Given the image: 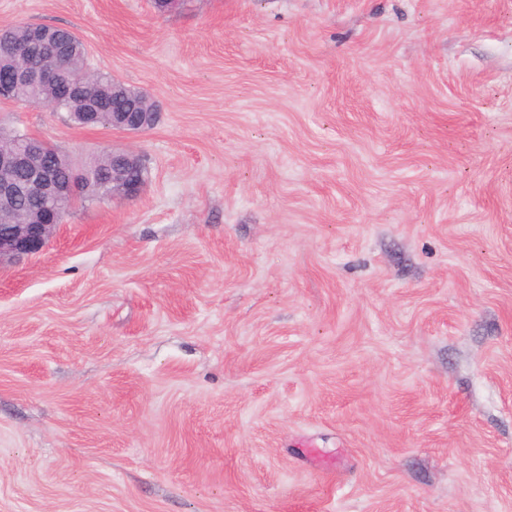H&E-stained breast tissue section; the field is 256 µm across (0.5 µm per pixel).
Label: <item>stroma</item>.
<instances>
[{
  "mask_svg": "<svg viewBox=\"0 0 512 512\" xmlns=\"http://www.w3.org/2000/svg\"><path fill=\"white\" fill-rule=\"evenodd\" d=\"M158 102L0 267V512H512V0H0Z\"/></svg>",
  "mask_w": 512,
  "mask_h": 512,
  "instance_id": "obj_1",
  "label": "stroma"
}]
</instances>
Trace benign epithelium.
<instances>
[{
	"label": "benign epithelium",
	"instance_id": "7a95c632",
	"mask_svg": "<svg viewBox=\"0 0 512 512\" xmlns=\"http://www.w3.org/2000/svg\"><path fill=\"white\" fill-rule=\"evenodd\" d=\"M21 84L48 85L60 99L75 96L81 85L77 75H65L31 67L22 56L15 55L0 65V101L10 102ZM152 113L114 112L111 128L139 132L147 128L146 119ZM47 146L38 138H31L29 146L21 151L0 147V216L15 214V205L22 199H32L45 205L64 201L70 207L81 199V186L87 174L63 179L47 156ZM112 158V177L118 191L125 198L138 196L143 188L141 180L123 179L126 169L138 167L140 157L131 152H108ZM63 223L59 218L32 216L0 223V266L41 252L56 228Z\"/></svg>",
	"mask_w": 512,
	"mask_h": 512
}]
</instances>
